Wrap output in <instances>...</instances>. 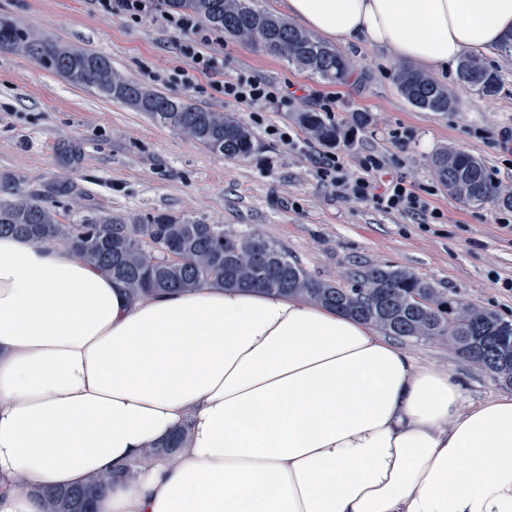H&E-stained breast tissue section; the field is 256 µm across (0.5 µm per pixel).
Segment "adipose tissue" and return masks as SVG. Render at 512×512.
Returning <instances> with one entry per match:
<instances>
[{"label": "adipose tissue", "mask_w": 512, "mask_h": 512, "mask_svg": "<svg viewBox=\"0 0 512 512\" xmlns=\"http://www.w3.org/2000/svg\"><path fill=\"white\" fill-rule=\"evenodd\" d=\"M344 47L438 73L512 33V0H285ZM97 512H512V392L470 406L361 319L203 283L133 298L57 242L0 237V512L179 429ZM186 432V429H181L163 445L147 449L136 463L137 466L145 467L144 462L149 463L157 456H168L169 454L175 453L176 448L181 447L186 436Z\"/></svg>", "instance_id": "adipose-tissue-1"}]
</instances>
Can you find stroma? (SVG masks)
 Returning <instances> with one entry per match:
<instances>
[{"label": "stroma", "instance_id": "obj_1", "mask_svg": "<svg viewBox=\"0 0 512 512\" xmlns=\"http://www.w3.org/2000/svg\"><path fill=\"white\" fill-rule=\"evenodd\" d=\"M0 19L30 36L104 56L123 77L211 112H224L253 133L256 153L233 159L212 152L144 112L69 83L25 53L0 48V174L29 192L48 195L61 223L87 213L138 216L168 211L251 230L285 246L314 277L346 288L353 270L393 265L413 271L452 298H460L512 322V210L499 202L469 205L436 178L432 157L442 149L479 157L502 193L512 192V54L483 55L501 83L485 96L456 73L438 76L454 100L452 109L414 107L401 94L403 67L383 49H343L351 65L347 81L329 83L287 61L212 30L224 43V75L242 73L288 88L295 98L275 112L253 117L225 99L210 76L194 72L181 51L184 34L170 29L162 12L131 17L108 12L99 0H0ZM194 86H187V79ZM319 98L335 108L336 144L314 141V151L339 154L347 173L357 158L375 151L391 178L415 185L440 223L386 212L340 197L315 175L312 153H302L267 133L268 127L305 136L299 113ZM368 116L354 125V113ZM64 183L69 192L51 195ZM419 362L458 381L465 403L504 392L483 367L460 356L447 337L405 339Z\"/></svg>", "mask_w": 512, "mask_h": 512}]
</instances>
